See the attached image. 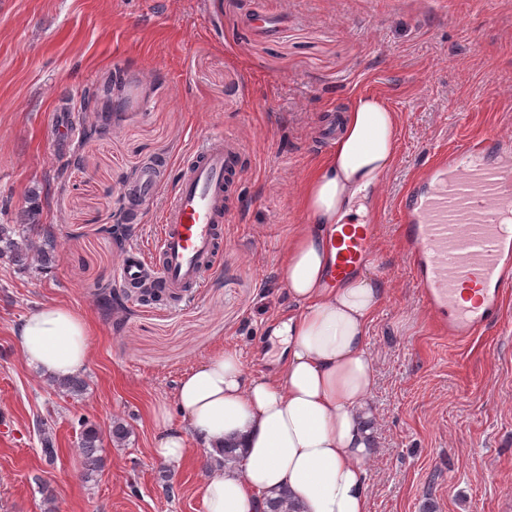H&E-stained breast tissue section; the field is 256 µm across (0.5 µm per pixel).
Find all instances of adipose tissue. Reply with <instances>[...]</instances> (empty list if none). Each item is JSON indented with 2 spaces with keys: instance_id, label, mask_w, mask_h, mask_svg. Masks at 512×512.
<instances>
[{
  "instance_id": "obj_1",
  "label": "adipose tissue",
  "mask_w": 512,
  "mask_h": 512,
  "mask_svg": "<svg viewBox=\"0 0 512 512\" xmlns=\"http://www.w3.org/2000/svg\"><path fill=\"white\" fill-rule=\"evenodd\" d=\"M397 116L383 100L358 96L320 169L302 187L307 222L290 240L279 278L296 311L271 327L281 337V367L257 377L225 350L196 364L178 382L182 424L166 408L157 458L179 463L196 440L211 454L235 444L238 465L214 468L204 485V512H264L266 499L290 490L301 512H370L365 468L373 365L369 326L386 294L381 281L357 274L328 287L336 226L365 214L396 157ZM27 365L52 378L84 370L90 359L85 318L65 304L44 306L14 331Z\"/></svg>"
}]
</instances>
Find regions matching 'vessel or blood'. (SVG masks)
Segmentation results:
<instances>
[{"mask_svg": "<svg viewBox=\"0 0 512 512\" xmlns=\"http://www.w3.org/2000/svg\"><path fill=\"white\" fill-rule=\"evenodd\" d=\"M243 149L220 136L201 141L180 166L166 197L152 264L124 259L123 286L149 283L169 293L201 287L224 252L227 199ZM163 175L146 169L126 197L131 210L160 191ZM400 237L426 306L452 336L492 322L512 284V139L485 135L427 165L399 200ZM377 227L354 224L337 242L328 276L337 281L374 258Z\"/></svg>", "mask_w": 512, "mask_h": 512, "instance_id": "vessel-or-blood-1", "label": "vessel or blood"}]
</instances>
